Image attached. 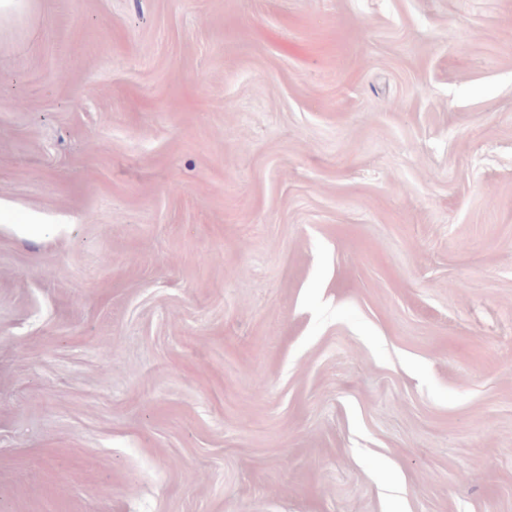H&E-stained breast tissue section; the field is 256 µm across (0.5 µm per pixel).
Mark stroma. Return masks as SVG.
Masks as SVG:
<instances>
[{"label": "stroma", "mask_w": 512, "mask_h": 512, "mask_svg": "<svg viewBox=\"0 0 512 512\" xmlns=\"http://www.w3.org/2000/svg\"><path fill=\"white\" fill-rule=\"evenodd\" d=\"M0 512H512V0L1 21Z\"/></svg>", "instance_id": "1"}]
</instances>
